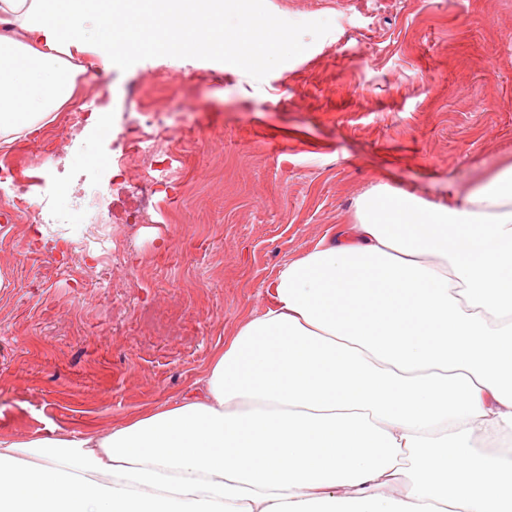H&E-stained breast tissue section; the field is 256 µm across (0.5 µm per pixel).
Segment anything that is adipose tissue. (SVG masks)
Wrapping results in <instances>:
<instances>
[{"instance_id":"ef3b65f1","label":"adipose tissue","mask_w":512,"mask_h":512,"mask_svg":"<svg viewBox=\"0 0 512 512\" xmlns=\"http://www.w3.org/2000/svg\"><path fill=\"white\" fill-rule=\"evenodd\" d=\"M224 0H0V149L84 57L224 53ZM242 67L284 44L239 9ZM193 388L100 433L0 435V512H512V161L386 181L271 283Z\"/></svg>"}]
</instances>
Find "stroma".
Returning a JSON list of instances; mask_svg holds the SVG:
<instances>
[{"mask_svg":"<svg viewBox=\"0 0 512 512\" xmlns=\"http://www.w3.org/2000/svg\"><path fill=\"white\" fill-rule=\"evenodd\" d=\"M286 30L253 70L234 53H131L7 156L33 204L66 216L32 236L0 217V434L106 432L178 400L280 266L347 223L377 179L424 197L512 158V0H252ZM186 152L146 224L118 144L133 91ZM97 204L86 209L87 196ZM82 244L75 253L74 244Z\"/></svg>","mask_w":512,"mask_h":512,"instance_id":"obj_1","label":"stroma"}]
</instances>
